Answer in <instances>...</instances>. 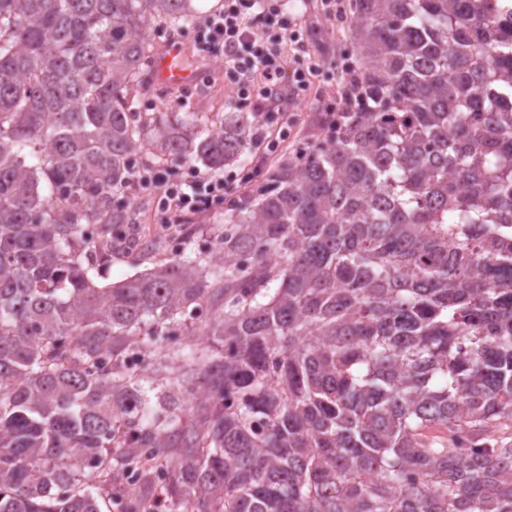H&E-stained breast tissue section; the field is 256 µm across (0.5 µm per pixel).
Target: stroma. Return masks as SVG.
<instances>
[{"label": "stroma", "mask_w": 512, "mask_h": 512, "mask_svg": "<svg viewBox=\"0 0 512 512\" xmlns=\"http://www.w3.org/2000/svg\"><path fill=\"white\" fill-rule=\"evenodd\" d=\"M279 2L280 19L296 25L301 34L299 44L285 48L288 64L316 62L323 69L322 78L304 91L305 103L301 106L291 102L281 106L262 103L253 97L243 100L232 95L225 85L222 56L204 59L193 53L189 63L197 77L192 84L170 88L148 83L140 101L142 109H150L163 98L180 112H205L211 116L219 112H254L267 131L268 143L258 150L246 149L225 165L226 170H245L251 174L245 190L226 194L222 203L213 205L205 213L188 216L176 229H169L160 220L159 189L135 187L129 190L127 202L132 222L126 225L125 231L138 246L120 250L113 256L106 282L120 281L172 257L169 243L173 240H185L191 253L208 251L224 223L225 213L257 195L265 174L280 155L293 154L302 148L311 150L327 143V133L321 124L326 114L335 110L338 100L336 85L341 71L336 63L352 55L348 36L351 13L345 10L336 16L327 14L323 0Z\"/></svg>", "instance_id": "1"}]
</instances>
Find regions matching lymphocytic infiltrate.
Wrapping results in <instances>:
<instances>
[{
    "label": "lymphocytic infiltrate",
    "instance_id": "lymphocytic-infiltrate-1",
    "mask_svg": "<svg viewBox=\"0 0 512 512\" xmlns=\"http://www.w3.org/2000/svg\"><path fill=\"white\" fill-rule=\"evenodd\" d=\"M258 18L265 21L259 29L253 25ZM297 39L295 32L276 20L267 0H224L223 7L209 13L198 26L195 49L206 57L223 55L224 76L237 96L265 99L282 86L305 88L318 78L319 71L313 65L287 69L283 45ZM227 188L225 180L199 175L186 181L171 194L176 207L171 224L211 208Z\"/></svg>",
    "mask_w": 512,
    "mask_h": 512
}]
</instances>
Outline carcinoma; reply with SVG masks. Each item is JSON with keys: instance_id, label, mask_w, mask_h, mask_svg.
Masks as SVG:
<instances>
[{"instance_id": "1", "label": "carcinoma", "mask_w": 512, "mask_h": 512, "mask_svg": "<svg viewBox=\"0 0 512 512\" xmlns=\"http://www.w3.org/2000/svg\"><path fill=\"white\" fill-rule=\"evenodd\" d=\"M487 2L351 0L330 141L211 251L103 285L127 190L223 168L255 116L139 108L147 31L189 0H0V512H102L87 478L124 512H512V23Z\"/></svg>"}]
</instances>
